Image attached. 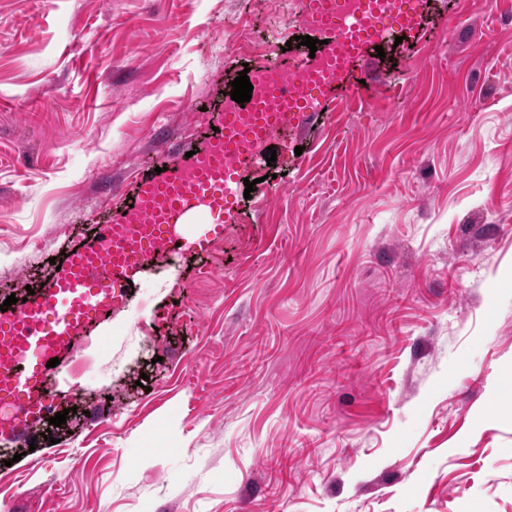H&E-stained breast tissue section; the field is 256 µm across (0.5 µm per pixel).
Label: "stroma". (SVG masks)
<instances>
[{"label": "stroma", "instance_id": "stroma-1", "mask_svg": "<svg viewBox=\"0 0 512 512\" xmlns=\"http://www.w3.org/2000/svg\"><path fill=\"white\" fill-rule=\"evenodd\" d=\"M289 0H0V303L221 126ZM0 446V512H512V0H423ZM302 154H295V147Z\"/></svg>", "mask_w": 512, "mask_h": 512}]
</instances>
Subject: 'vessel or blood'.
<instances>
[{
    "label": "vessel or blood",
    "instance_id": "1",
    "mask_svg": "<svg viewBox=\"0 0 512 512\" xmlns=\"http://www.w3.org/2000/svg\"><path fill=\"white\" fill-rule=\"evenodd\" d=\"M307 6L318 16L315 30L350 42L353 58L362 56L372 38L365 26L343 22L336 13L335 0H308ZM329 86L324 80L290 94L285 114L288 126L299 127L303 114L315 111L318 98ZM253 164V156L241 154L233 168L215 165L201 170L195 182L185 184L179 164L168 163L161 178L140 187L141 194L154 197L160 214L159 220L147 225L140 252H152L172 241L184 249H202L221 236L224 227L219 223L197 234L187 219L186 207L193 202L202 212L223 214L225 199L233 195L239 177ZM81 256L80 264H62L43 296L31 298L18 311L0 317V402L15 408L14 418L0 423L1 435L21 438L28 434V420L34 412L31 399L51 373L50 360L70 354L78 330L110 303L119 301L118 284L135 271L132 258L113 257L112 279L107 282L94 244H85Z\"/></svg>",
    "mask_w": 512,
    "mask_h": 512
}]
</instances>
